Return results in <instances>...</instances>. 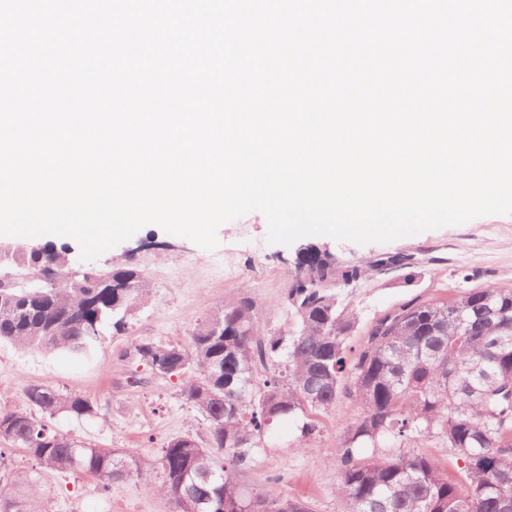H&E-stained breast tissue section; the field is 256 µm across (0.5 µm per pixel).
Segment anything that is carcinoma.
Listing matches in <instances>:
<instances>
[{
  "label": "carcinoma",
  "instance_id": "1",
  "mask_svg": "<svg viewBox=\"0 0 512 512\" xmlns=\"http://www.w3.org/2000/svg\"><path fill=\"white\" fill-rule=\"evenodd\" d=\"M401 254H380L345 268L304 259L282 304L295 318L287 333L261 322L256 303L239 296L200 320L188 347L144 341L139 361L163 375H187L182 395L203 416L206 439H168L146 460L120 448L85 445L42 418L0 410V442L22 450L34 465L0 477V512H49L41 493L53 474H89L103 491L159 472L163 512H225L240 502L246 512H310L306 502L278 490L281 477L251 488L239 466L274 423L299 421L298 440L316 432L314 415L345 397L360 413L343 429L336 448L337 493L346 512H512V289H473L444 301L408 303L372 324L356 357L350 339L358 316L336 288L379 266L406 265ZM17 270L34 288H0V343L80 352L110 323L116 330L147 301L134 268H87L69 276L70 248L52 245L19 252ZM56 285L40 280L46 267ZM129 282L126 297L97 288L106 278ZM26 403L55 417L87 420L97 403L48 385L23 389ZM438 438L454 453L448 471L420 452ZM408 448V453H395Z\"/></svg>",
  "mask_w": 512,
  "mask_h": 512
}]
</instances>
